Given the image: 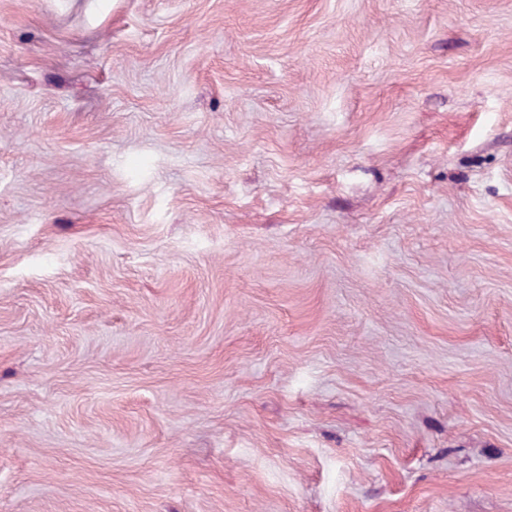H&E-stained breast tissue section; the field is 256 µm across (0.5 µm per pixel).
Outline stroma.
Returning <instances> with one entry per match:
<instances>
[{"label":"stroma","mask_w":512,"mask_h":512,"mask_svg":"<svg viewBox=\"0 0 512 512\" xmlns=\"http://www.w3.org/2000/svg\"><path fill=\"white\" fill-rule=\"evenodd\" d=\"M0 512H512V0H0Z\"/></svg>","instance_id":"stroma-1"}]
</instances>
